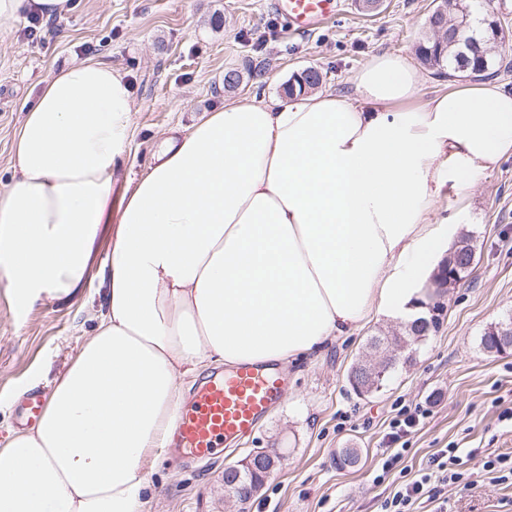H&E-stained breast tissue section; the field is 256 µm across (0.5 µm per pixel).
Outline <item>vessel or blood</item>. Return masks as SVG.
Returning a JSON list of instances; mask_svg holds the SVG:
<instances>
[{"mask_svg":"<svg viewBox=\"0 0 512 512\" xmlns=\"http://www.w3.org/2000/svg\"><path fill=\"white\" fill-rule=\"evenodd\" d=\"M277 11L290 28L309 33L342 11V0H276ZM283 386L275 366L243 364L231 374H213L198 385L182 412L173 444L185 455L202 458L213 449L250 435L281 402ZM44 392L25 396L21 414L34 422L47 403Z\"/></svg>","mask_w":512,"mask_h":512,"instance_id":"b4317fda","label":"vessel or blood"}]
</instances>
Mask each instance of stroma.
Masks as SVG:
<instances>
[{
	"instance_id": "1",
	"label": "stroma",
	"mask_w": 512,
	"mask_h": 512,
	"mask_svg": "<svg viewBox=\"0 0 512 512\" xmlns=\"http://www.w3.org/2000/svg\"><path fill=\"white\" fill-rule=\"evenodd\" d=\"M273 0H72V9L36 35L27 21L0 41V184L13 171V139L44 80L87 58L124 73L133 97V140L112 189L120 200L152 162L172 130L221 108L225 98L242 101L283 97V86L300 69L320 70L322 91L342 92L369 57L400 53L416 57L434 0H383L367 13L359 0H345L342 14L315 31L291 33ZM505 37L494 52L497 80L512 89V0H492ZM241 76L225 90V71ZM475 260L470 279L444 299L443 323L417 345L383 388L355 394L349 375L376 334H393L398 322L371 317L352 338L332 344L319 357L283 367V399L248 437L215 457L175 462L165 454L150 476L144 512H236L221 475L257 448H275L284 459L245 512H381L404 478L414 477L439 449L462 452L460 469L472 486L451 497L450 512H512V484L491 480L488 455L512 452V348L483 349L487 329L512 312V156L502 158L468 195ZM109 236L96 240L81 296L52 301L20 315L0 280V437L24 428L14 393L49 390L85 336L100 307L105 285L99 275ZM429 414L409 437L400 469L375 482L390 419L405 406Z\"/></svg>"
}]
</instances>
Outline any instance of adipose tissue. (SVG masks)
Here are the masks:
<instances>
[{
    "mask_svg": "<svg viewBox=\"0 0 512 512\" xmlns=\"http://www.w3.org/2000/svg\"><path fill=\"white\" fill-rule=\"evenodd\" d=\"M69 3L0 0V40ZM421 82L380 53L347 94L225 102L166 137L116 209L128 82L93 59L46 80L0 190V278L24 313L74 298L107 224V288L38 424L0 439V512H143L187 378L304 358L373 314L417 318L464 221L437 222V204L512 155V92L458 80L423 102Z\"/></svg>",
    "mask_w": 512,
    "mask_h": 512,
    "instance_id": "obj_1",
    "label": "adipose tissue"
}]
</instances>
